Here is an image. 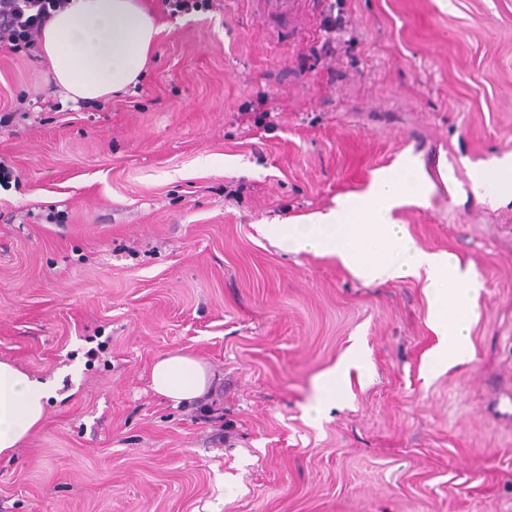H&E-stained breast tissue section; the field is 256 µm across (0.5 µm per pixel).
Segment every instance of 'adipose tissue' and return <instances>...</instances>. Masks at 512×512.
<instances>
[{"instance_id":"1","label":"adipose tissue","mask_w":512,"mask_h":512,"mask_svg":"<svg viewBox=\"0 0 512 512\" xmlns=\"http://www.w3.org/2000/svg\"><path fill=\"white\" fill-rule=\"evenodd\" d=\"M159 32L146 0H70L46 21L40 52L64 100L93 103L136 86ZM471 179L479 201H508L512 159L474 168ZM435 189L420 158L403 156L374 171L366 190L339 197L328 212L265 225L264 234L288 252L336 258L368 284L405 277L419 281L428 299V322L442 339L431 364L444 368L471 357L469 323L481 284L447 252L419 247L396 215L407 205H428ZM358 364L357 355H347L319 379L307 408L311 419H319L340 396L350 368ZM212 381L202 360L182 352L158 356L150 370L153 392L176 404L203 397ZM55 392L53 382L0 361V457L11 456L40 427Z\"/></svg>"}]
</instances>
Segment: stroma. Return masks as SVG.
<instances>
[{
	"label": "stroma",
	"instance_id": "stroma-1",
	"mask_svg": "<svg viewBox=\"0 0 512 512\" xmlns=\"http://www.w3.org/2000/svg\"><path fill=\"white\" fill-rule=\"evenodd\" d=\"M261 2L149 0L153 62L94 106L0 47V360L59 385L0 459V512H512V201L469 177L512 156V0ZM405 152L436 191L399 219L482 284L473 356L438 373L415 279L367 285L261 231ZM353 349L363 371L309 421ZM176 351L215 373L203 400L151 391Z\"/></svg>",
	"mask_w": 512,
	"mask_h": 512
}]
</instances>
